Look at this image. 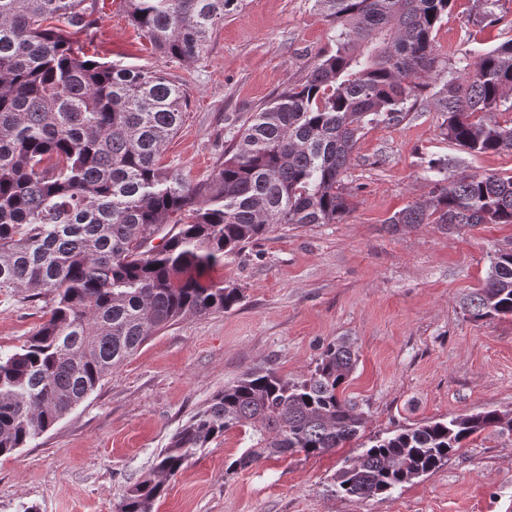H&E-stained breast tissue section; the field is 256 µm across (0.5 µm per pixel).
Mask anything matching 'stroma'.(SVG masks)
I'll return each instance as SVG.
<instances>
[{
  "mask_svg": "<svg viewBox=\"0 0 512 512\" xmlns=\"http://www.w3.org/2000/svg\"><path fill=\"white\" fill-rule=\"evenodd\" d=\"M503 20L479 21L477 0H454L433 36L453 56L512 39ZM89 33L67 29L91 59L161 70L187 92L186 117L164 165L198 181L224 160L225 143L252 112L301 81L335 26L314 0H232L197 60L158 53L126 0H96ZM433 104L396 125L365 130L344 178L350 212L340 224H277L225 257L210 278L238 285L232 310L188 314L155 333L74 410L0 455V512H119L175 430L225 385L256 366L294 378L326 345L352 338L357 367L340 390L367 422L359 438L327 453H292L230 470L251 446L227 432L169 480L154 512H512V431L469 439L448 463L389 493L336 495L346 458L417 423L482 409L512 414V316L472 320L461 300L480 287L512 224L460 230L389 224L425 199L429 159L460 154ZM45 320L42 302L0 288V353L20 348Z\"/></svg>",
  "mask_w": 512,
  "mask_h": 512,
  "instance_id": "obj_1",
  "label": "stroma"
}]
</instances>
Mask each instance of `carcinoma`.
<instances>
[{
  "mask_svg": "<svg viewBox=\"0 0 512 512\" xmlns=\"http://www.w3.org/2000/svg\"><path fill=\"white\" fill-rule=\"evenodd\" d=\"M0 0V288L44 300L47 319L0 355V454L26 447L76 408L154 333L186 314L228 311L241 288L201 281L224 256L275 224H338L342 183L363 131L432 99L448 142L473 155L512 153V39L448 64L433 32L453 0H315L336 23L334 48L234 132L224 162L192 183L162 165L187 92L159 71L86 58L56 19L97 24L96 0ZM131 21L163 55L192 61L229 0H127ZM428 163L431 189L390 224H512V175L460 174ZM163 243L148 246L156 235ZM476 320L512 315V243L494 249L467 294ZM358 350L329 343L299 378L250 368L172 435L120 512H153L199 451L233 429L253 445L230 467L272 455H320L358 438L365 413L339 390ZM502 429L496 409L377 437L346 460L334 492L367 499L448 463L469 438Z\"/></svg>",
  "mask_w": 512,
  "mask_h": 512,
  "instance_id": "1",
  "label": "carcinoma"
}]
</instances>
